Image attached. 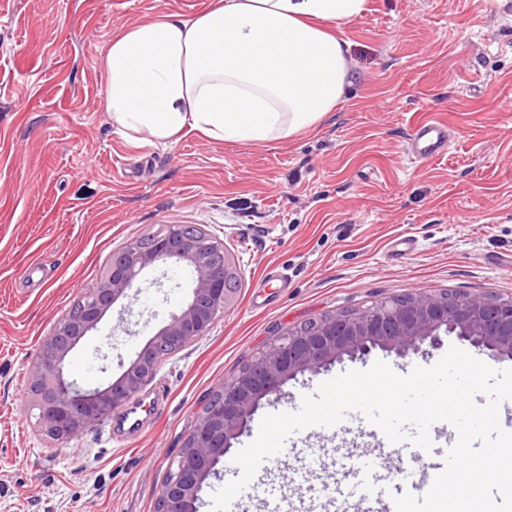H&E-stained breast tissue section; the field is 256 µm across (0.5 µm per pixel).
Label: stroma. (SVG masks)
I'll use <instances>...</instances> for the list:
<instances>
[{
    "instance_id": "35a3bbf8",
    "label": "stroma",
    "mask_w": 512,
    "mask_h": 512,
    "mask_svg": "<svg viewBox=\"0 0 512 512\" xmlns=\"http://www.w3.org/2000/svg\"><path fill=\"white\" fill-rule=\"evenodd\" d=\"M210 0H0V512H155L169 466L207 395L305 320L418 293L512 295V0H367L345 28L351 82L313 131L233 144L197 133L134 149L102 109L97 59L112 32ZM450 131L446 154L411 160L423 120ZM167 224L223 241L240 280L209 334L177 351L137 396L141 424L104 418L69 442L42 439L27 409L32 361L113 255ZM413 248L395 255L397 240ZM192 272L144 271L67 357L93 388L116 379L187 301ZM456 336L407 358L374 350L297 376L261 404L205 481L211 512L226 468L264 416L353 370L434 366ZM285 478L312 471L323 512L341 488L375 496L343 466L390 471L431 460L419 448L338 447L309 427Z\"/></svg>"
}]
</instances>
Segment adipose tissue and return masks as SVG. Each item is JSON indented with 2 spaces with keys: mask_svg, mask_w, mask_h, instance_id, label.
<instances>
[{
  "mask_svg": "<svg viewBox=\"0 0 512 512\" xmlns=\"http://www.w3.org/2000/svg\"><path fill=\"white\" fill-rule=\"evenodd\" d=\"M365 12L366 0H213L189 18L160 13L101 48L103 108L135 148L317 129L351 80L344 28Z\"/></svg>",
  "mask_w": 512,
  "mask_h": 512,
  "instance_id": "1",
  "label": "adipose tissue"
}]
</instances>
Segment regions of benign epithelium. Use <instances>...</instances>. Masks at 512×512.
Returning <instances> with one entry per match:
<instances>
[{
  "instance_id": "benign-epithelium-1",
  "label": "benign epithelium",
  "mask_w": 512,
  "mask_h": 512,
  "mask_svg": "<svg viewBox=\"0 0 512 512\" xmlns=\"http://www.w3.org/2000/svg\"><path fill=\"white\" fill-rule=\"evenodd\" d=\"M184 224H168L128 243L112 259L100 285L79 300L78 313L59 319L41 344L32 365L27 403L38 411L39 432L50 443L69 441L85 427L112 413L154 377L161 362L208 335L215 319L231 306L238 269L224 243ZM184 263L194 280L191 295L141 348L115 381L85 389L65 372L70 351L105 313L156 263ZM454 334L495 361L512 359V295L409 294L401 302L362 311L324 315L305 329H288L209 397L186 436L160 494L159 512H196L203 484L224 458L231 440L261 401L287 381L316 373L341 361L364 358L374 349L406 356L427 342L440 345V334Z\"/></svg>"
}]
</instances>
